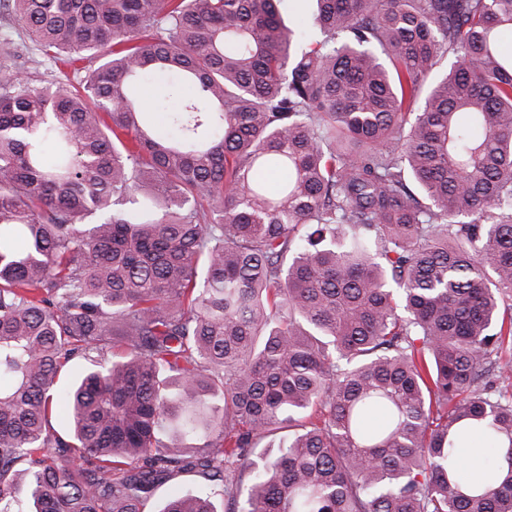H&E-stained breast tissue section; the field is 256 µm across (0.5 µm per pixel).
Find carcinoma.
Listing matches in <instances>:
<instances>
[{
  "label": "carcinoma",
  "instance_id": "carcinoma-1",
  "mask_svg": "<svg viewBox=\"0 0 512 512\" xmlns=\"http://www.w3.org/2000/svg\"><path fill=\"white\" fill-rule=\"evenodd\" d=\"M280 2L12 0L0 512H512V0ZM26 61L24 70L35 84H41L46 80H51L52 75L56 74V66L49 65V62L40 54L39 51L28 49L24 55ZM167 85L163 77L150 76L142 87V101L149 112L164 117L165 110L161 107L168 104ZM474 437L459 448V455L465 476L470 485H477L485 478L484 469L485 449ZM199 478L193 473L179 474L173 480L160 486L154 495L153 503L155 504V510L158 509L161 502L165 500L174 490L187 492L193 490L198 482Z\"/></svg>",
  "mask_w": 512,
  "mask_h": 512
}]
</instances>
